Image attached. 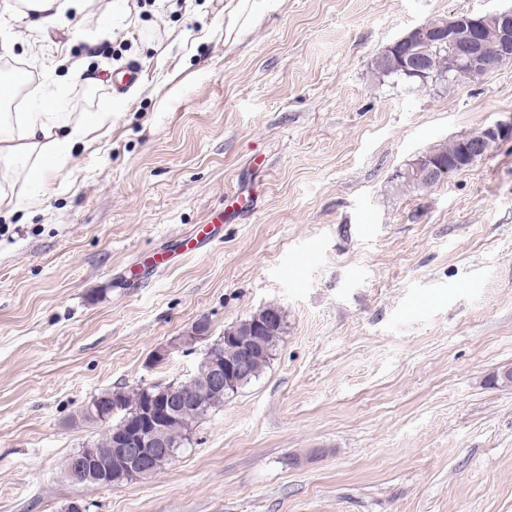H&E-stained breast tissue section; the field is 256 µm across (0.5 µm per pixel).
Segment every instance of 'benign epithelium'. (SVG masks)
<instances>
[{
	"instance_id": "benign-epithelium-1",
	"label": "benign epithelium",
	"mask_w": 512,
	"mask_h": 512,
	"mask_svg": "<svg viewBox=\"0 0 512 512\" xmlns=\"http://www.w3.org/2000/svg\"><path fill=\"white\" fill-rule=\"evenodd\" d=\"M469 26V42L465 46V70L463 75L477 78L497 67L502 60L512 59V7L493 13L474 16L439 18L433 22L417 25L404 36L394 41L387 50L401 55L407 73H424L423 59L414 51L420 37L434 41L453 40L458 25ZM495 36L500 44V57L487 58L483 53L484 39ZM512 140V121L497 122L483 128L472 140L463 144L462 155L457 166L470 164L487 156L492 147ZM416 175L436 179L446 173V168L434 165L430 156H421L415 166ZM208 320L195 321L175 344V347L192 345L209 335ZM225 340L237 344L240 356L233 364H224V356L216 351L207 354L205 363L209 367L207 390L220 391L237 387L250 375L249 355L258 342L257 332L244 328ZM187 407V398L170 393L167 397L150 398L140 409L127 411L125 407L103 397H93L85 407V413L104 423L112 424V460L101 461L94 453L91 443H86L74 455L69 469L73 480L89 481L101 486H120L132 476L151 471L162 457L173 456L172 445L166 440L167 424Z\"/></svg>"
}]
</instances>
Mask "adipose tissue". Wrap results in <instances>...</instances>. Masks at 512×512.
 Wrapping results in <instances>:
<instances>
[{"label": "adipose tissue", "instance_id": "ef3b65f1", "mask_svg": "<svg viewBox=\"0 0 512 512\" xmlns=\"http://www.w3.org/2000/svg\"><path fill=\"white\" fill-rule=\"evenodd\" d=\"M86 0H0V15H21L31 27L48 30L67 13H83ZM19 87L0 90V209L37 206L49 186L61 178L76 146L102 129L111 112L95 118L65 120L57 101L41 98L27 112L11 111Z\"/></svg>", "mask_w": 512, "mask_h": 512}]
</instances>
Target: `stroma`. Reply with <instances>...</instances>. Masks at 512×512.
<instances>
[{
	"label": "stroma",
	"mask_w": 512,
	"mask_h": 512,
	"mask_svg": "<svg viewBox=\"0 0 512 512\" xmlns=\"http://www.w3.org/2000/svg\"><path fill=\"white\" fill-rule=\"evenodd\" d=\"M238 2L0 23L32 72L12 111L39 89L112 114L0 221V512H512V390L489 381L512 363V141L428 188L398 177L512 119V61L424 89L374 67L414 26L512 0H268L231 33ZM127 65L142 80L115 113ZM267 307L286 316L268 366L175 461L118 487L65 479L101 430L92 396L189 378ZM201 318L207 339L177 347Z\"/></svg>",
	"instance_id": "stroma-1"
}]
</instances>
